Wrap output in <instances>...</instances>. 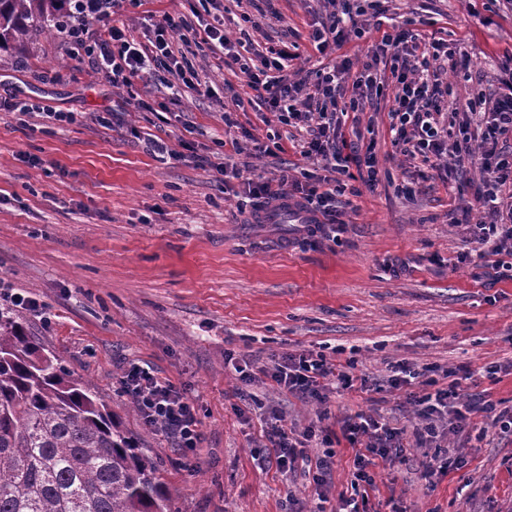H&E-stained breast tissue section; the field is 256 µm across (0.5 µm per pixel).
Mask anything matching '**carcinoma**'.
<instances>
[{
  "instance_id": "obj_1",
  "label": "carcinoma",
  "mask_w": 512,
  "mask_h": 512,
  "mask_svg": "<svg viewBox=\"0 0 512 512\" xmlns=\"http://www.w3.org/2000/svg\"><path fill=\"white\" fill-rule=\"evenodd\" d=\"M65 0H0V53L57 30ZM0 512H175L158 465L0 309Z\"/></svg>"
}]
</instances>
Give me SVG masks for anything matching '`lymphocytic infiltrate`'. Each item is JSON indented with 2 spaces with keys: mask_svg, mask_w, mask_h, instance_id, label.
Wrapping results in <instances>:
<instances>
[{
  "mask_svg": "<svg viewBox=\"0 0 512 512\" xmlns=\"http://www.w3.org/2000/svg\"><path fill=\"white\" fill-rule=\"evenodd\" d=\"M330 10L314 22L309 40L325 56L335 54L346 43L350 28L367 9L378 8L380 0H327ZM124 0H73L67 19L60 28L62 40L70 45L77 64L88 65L114 88L130 87L133 78L156 66L166 67L187 88H194L199 77L193 65L176 59L174 40L193 32L190 17L163 13L153 24L151 47L141 48L124 29L113 25L112 17ZM203 52L228 56L244 75L248 86L263 101L268 111L278 113L282 124L305 127L308 138L300 154L308 160L322 161L329 173H345L356 166L366 171L367 188L377 185L373 146L347 141L341 118L379 94L385 78L395 85L394 104L389 112L393 144L404 156L422 161L453 156L455 162L470 161L479 170L476 201L478 221L471 229L480 257H496V265L512 273V149L505 144L512 137V68L503 67L500 92L478 93V112L458 113L448 99V85L442 75L452 56L444 43L428 41L409 29L383 32L372 54L358 73H351L348 63L327 66L316 73L313 87L290 80L285 62L291 59L289 47L268 50L261 58L237 51L223 26L208 25L197 43ZM353 74L355 97L340 104V84L345 74ZM456 120L462 136L456 147L448 145V120ZM248 192L260 199L262 207L277 209L284 202L310 215L309 223L299 231L307 237L321 231V217H335L336 195L340 188L330 178L314 184L293 183L287 170L274 177L248 181ZM267 375L280 390L326 403L331 386L346 389L354 378L336 370L320 353L271 356ZM124 389L150 429L171 438L177 447L197 448L200 425L193 406L184 401L174 384L149 368L131 366L122 378ZM417 424L412 428L391 426L383 416L359 414L340 422L339 430L353 453L352 487L373 484L371 467L402 455L405 448H428L439 439L460 435L475 412L485 413L491 427L512 433V409L496 405L476 406L465 400L458 380L414 400ZM324 428L310 427L291 434L271 417L263 431L268 447L273 448L280 472L294 470L306 443L323 437Z\"/></svg>",
  "mask_w": 512,
  "mask_h": 512,
  "instance_id": "f902f5d3",
  "label": "lymphocytic infiltrate"
}]
</instances>
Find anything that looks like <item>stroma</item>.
<instances>
[{
    "label": "stroma",
    "instance_id": "1",
    "mask_svg": "<svg viewBox=\"0 0 512 512\" xmlns=\"http://www.w3.org/2000/svg\"><path fill=\"white\" fill-rule=\"evenodd\" d=\"M145 0L129 5L116 24L141 45L153 34L150 16L197 10L201 24L223 15L239 39L242 15L259 26L256 46L285 39L296 47L291 77L313 80L327 65L308 40L323 0ZM365 34L345 46L360 70L383 32L412 28L447 40L466 68L449 71L448 98L466 110L479 88H497L499 65L512 51V14L497 0H386L383 13L359 19ZM202 80L194 91L164 68L115 89L89 68L74 70L58 36L39 37L15 58L0 59V97L34 104L26 116L0 112V278L45 306L49 322L25 314L29 331L75 378L139 438L157 462L176 512H336L350 488L353 452L336 448L327 499L319 501L305 465L282 474L264 445L266 410L301 433L312 423L328 431L358 412L393 420L413 415L404 391L386 387L391 365L443 374L467 366L465 393L512 405V281L492 258L471 252L457 218L476 202L472 167L447 174L444 165L412 160L392 145L388 112L393 92L367 104L344 134L374 141L379 183L340 176L336 204L344 227L336 240L301 244L283 210L252 224L243 179L223 178L198 157L267 177L288 168L301 183L323 170L301 157L276 113L252 102L237 65L197 55ZM68 112L72 122L45 117L42 107ZM108 122H99L100 114ZM234 128H226L225 116ZM140 138H133V131ZM164 139L179 160L150 154L144 134ZM236 145H229V138ZM308 351L350 367L366 385L335 390L325 405L277 388L255 371L251 398H240L224 356ZM170 379L201 422L196 450L182 452L145 427L121 379L130 364ZM456 466L426 487L431 460ZM369 512H512V435L472 418L468 434L437 448H411L375 467Z\"/></svg>",
    "mask_w": 512,
    "mask_h": 512
}]
</instances>
